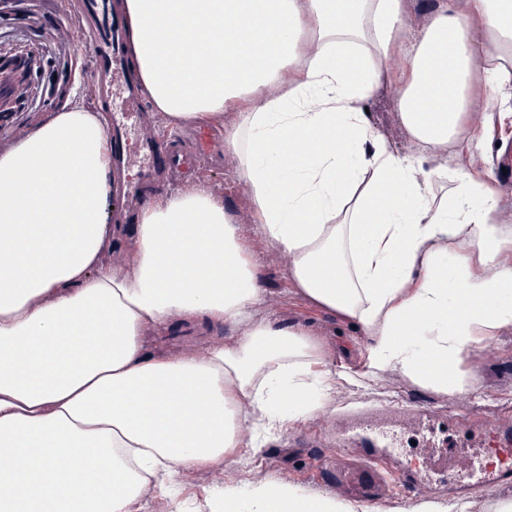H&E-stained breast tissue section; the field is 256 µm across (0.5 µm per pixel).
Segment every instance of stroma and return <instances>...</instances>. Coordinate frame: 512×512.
Here are the masks:
<instances>
[{
	"label": "stroma",
	"instance_id": "35a3bbf8",
	"mask_svg": "<svg viewBox=\"0 0 512 512\" xmlns=\"http://www.w3.org/2000/svg\"><path fill=\"white\" fill-rule=\"evenodd\" d=\"M58 22L70 30L72 52L65 57L53 56L55 77L47 83L46 94L34 99L31 110L18 113L16 122L25 129L65 103L96 105L90 78L94 58L84 45L77 0H0V43L37 42L51 48L50 33ZM388 68L389 78L365 103L366 121L392 150L414 164L421 177L429 179L433 196L452 194L456 166L452 147L425 152L419 149L399 114V101L406 89L402 76L405 64L395 56ZM476 99L463 127L465 138L473 145L467 164L492 177L496 174L493 155L498 142L512 140V82L496 81L478 87ZM199 183L218 191L224 198L225 211L233 213L235 222L244 227L243 245L262 290L255 307L257 315L273 326L306 332L314 345L315 368L326 373L327 381L313 412L290 420L262 451L235 448L226 454L223 465L175 472L172 481L181 490L179 497L173 500L148 491L139 512H202L206 497L224 485L245 486L258 481L274 486L292 484L313 496L350 501V493L333 483L331 472L324 470L322 463L337 453V415L357 408H376L392 417L391 450L411 464L421 465L427 444L448 445L452 457L446 473L430 474V488L412 492L394 489L373 499L358 500L361 512H414L426 501L453 503L452 495L433 492L432 487L466 478L465 455L475 447H482L485 463H500V450L494 447L493 436L498 424L512 423V327L472 345L460 366L465 389L459 393L444 394L391 371H374L369 365L370 337L350 320L319 307L302 294L292 277L291 258L266 240L255 218L239 155L224 149L220 158L203 159L192 175L170 189L147 184L143 192L152 201ZM239 333V328L224 323L192 321L152 330L146 343L149 351L175 354L200 351L212 343H228ZM455 406L474 414V421L449 429L443 436L419 429L415 421L418 410L442 415Z\"/></svg>",
	"mask_w": 512,
	"mask_h": 512
}]
</instances>
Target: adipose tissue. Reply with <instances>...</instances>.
Wrapping results in <instances>:
<instances>
[{"instance_id": "ef3b65f1", "label": "adipose tissue", "mask_w": 512, "mask_h": 512, "mask_svg": "<svg viewBox=\"0 0 512 512\" xmlns=\"http://www.w3.org/2000/svg\"><path fill=\"white\" fill-rule=\"evenodd\" d=\"M145 93L177 125L223 127L267 240L302 293L357 320L373 369L445 393L475 342L512 327V232L481 174L449 203L364 119L401 47V117L422 148L455 143L474 71L512 80V0H450L412 39L403 0H123ZM279 97L260 91L281 81ZM101 113L67 105L0 142V512H137L173 471L261 449L319 376L304 332L251 315L262 291L213 191L143 209L122 269ZM467 248L459 265L442 254ZM243 325L232 344L156 356L145 333L190 318ZM78 344H69V337ZM423 343L421 352L409 337ZM209 512H357L293 485L228 484Z\"/></svg>"}]
</instances>
